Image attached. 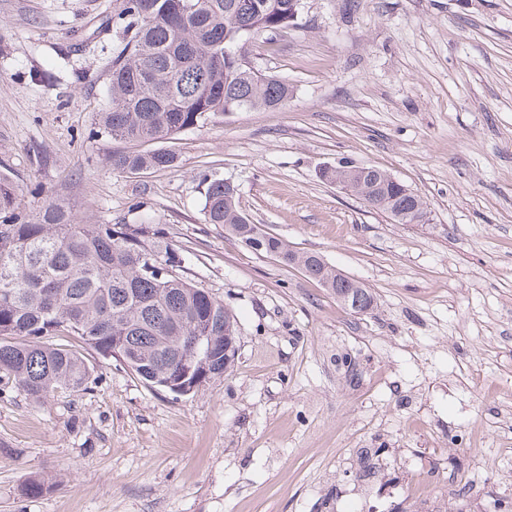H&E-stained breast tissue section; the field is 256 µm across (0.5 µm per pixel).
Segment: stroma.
<instances>
[{"mask_svg":"<svg viewBox=\"0 0 512 512\" xmlns=\"http://www.w3.org/2000/svg\"><path fill=\"white\" fill-rule=\"evenodd\" d=\"M121 6L0 0V175L32 219L55 203L161 228L180 275L231 308L238 355L183 397L91 350V389L38 404L0 390V512L512 505V0H301L294 26L249 45L287 103L143 143L175 162L137 175L97 132ZM341 162L402 181L428 222L321 178ZM214 179L373 309L207 223ZM34 478L45 493L25 495ZM311 254L316 256V270H311L312 275L305 273L310 279L330 288L337 300L352 312H366L373 307L374 296L363 284L340 273L321 255Z\"/></svg>","mask_w":512,"mask_h":512,"instance_id":"obj_1","label":"stroma"}]
</instances>
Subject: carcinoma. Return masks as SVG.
Returning a JSON list of instances; mask_svg holds the SVG:
<instances>
[{"mask_svg": "<svg viewBox=\"0 0 512 512\" xmlns=\"http://www.w3.org/2000/svg\"><path fill=\"white\" fill-rule=\"evenodd\" d=\"M300 0H123V39L112 50L111 104L99 125L114 141L138 144L171 139L207 117L288 102V83L241 66L249 40L295 24ZM112 168L137 174L172 166L158 149L112 154ZM360 180L338 165L335 180L399 224H424V199L371 167ZM205 216L246 242L255 227L240 211L236 192L217 180L206 191ZM262 252L296 265L301 258L280 237L262 239ZM310 279L331 289L352 312H366L374 296L360 282L316 255ZM203 336L189 378L221 377L235 363L237 322L232 310L181 278L169 245L152 224H82L49 205L28 220L13 208L0 178V382L38 403L59 390L76 392L95 382L83 354L91 349L118 360L152 388L166 382Z\"/></svg>", "mask_w": 512, "mask_h": 512, "instance_id": "obj_1", "label": "carcinoma"}]
</instances>
